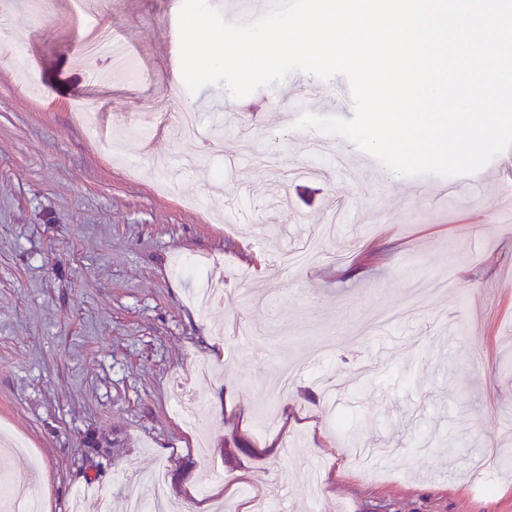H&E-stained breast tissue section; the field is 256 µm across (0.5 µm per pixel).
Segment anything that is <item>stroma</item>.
<instances>
[{"label": "stroma", "instance_id": "1", "mask_svg": "<svg viewBox=\"0 0 512 512\" xmlns=\"http://www.w3.org/2000/svg\"><path fill=\"white\" fill-rule=\"evenodd\" d=\"M182 0L0 17V477L44 512H512V178L348 169L337 81L171 73ZM101 28L129 69L79 57ZM23 39H15V32ZM201 134L179 138L176 116ZM224 302L191 300L195 278ZM237 396L224 411V391ZM198 402L188 426L172 396Z\"/></svg>", "mask_w": 512, "mask_h": 512}]
</instances>
